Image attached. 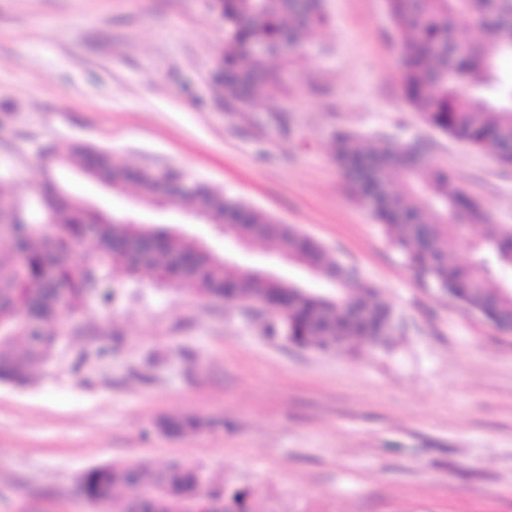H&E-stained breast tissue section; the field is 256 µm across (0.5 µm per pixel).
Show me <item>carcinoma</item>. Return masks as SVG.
Returning <instances> with one entry per match:
<instances>
[{
	"mask_svg": "<svg viewBox=\"0 0 512 512\" xmlns=\"http://www.w3.org/2000/svg\"><path fill=\"white\" fill-rule=\"evenodd\" d=\"M326 0H215L224 21L221 76L214 80L224 102H246L270 111L271 87L328 20ZM400 39L405 101L438 132L486 150L497 164L512 167V80L499 73V61L512 58V0H384ZM484 34L457 37L460 26ZM288 29V54L280 53V32ZM331 152L352 193L386 229L419 282L448 295L463 310H479L489 322L512 331V233L489 223L479 202L452 175L432 165L417 142H399L381 133L339 130ZM46 170L63 163L92 166L96 177L125 189V168L111 152L82 144L41 151ZM182 183L166 204L190 203L210 224L228 226L226 235L273 242L280 253L323 279L330 292L316 294L263 273H245L166 227L144 226L143 240H155L137 266L126 263L119 244L132 236L128 217H108L73 204L55 185L30 199L19 197L9 177L0 175V381L24 385L31 370L52 361L67 325L56 316L66 306L77 319L93 304L112 307L106 276L123 269L135 276L153 272L164 286L185 285L195 297L259 302L281 320L286 340L321 350H347L361 339L387 345L398 323L375 290L359 282L355 267L329 257L297 229L220 190L186 182L177 170L142 169L136 183L141 198L157 202L160 187ZM481 224L486 232L470 244L464 265L448 262V244L463 226ZM93 253L76 259L87 238ZM207 422L197 415L165 417L158 428L170 436L198 432ZM79 492L95 512H209L207 503L225 497L222 512H255L254 492L235 485L212 487L197 467L172 463L113 462L87 471Z\"/></svg>",
	"mask_w": 512,
	"mask_h": 512,
	"instance_id": "cac0c4a2",
	"label": "carcinoma"
}]
</instances>
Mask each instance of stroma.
Masks as SVG:
<instances>
[{
  "mask_svg": "<svg viewBox=\"0 0 512 512\" xmlns=\"http://www.w3.org/2000/svg\"><path fill=\"white\" fill-rule=\"evenodd\" d=\"M330 24L262 112L219 107L224 40L214 0H0V173L44 185L40 148L76 142L170 166L295 226L355 266L406 323L393 347L322 352L267 335L239 305L115 270L111 313L23 386L0 382V512H93L87 470L179 461L250 487L259 512H512V334L419 285L330 153L335 130L418 139L494 223L512 226V172L424 124L401 93L384 0H326ZM72 199L196 239L215 256L327 292L260 241L224 236L185 207L156 208L56 171ZM210 419L169 437L164 415Z\"/></svg>",
  "mask_w": 512,
  "mask_h": 512,
  "instance_id": "1",
  "label": "stroma"
}]
</instances>
